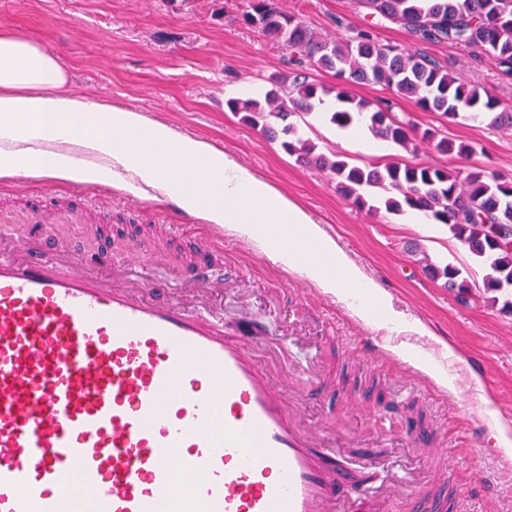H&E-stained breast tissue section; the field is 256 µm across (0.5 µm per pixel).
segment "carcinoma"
Here are the masks:
<instances>
[{"label":"carcinoma","mask_w":512,"mask_h":512,"mask_svg":"<svg viewBox=\"0 0 512 512\" xmlns=\"http://www.w3.org/2000/svg\"><path fill=\"white\" fill-rule=\"evenodd\" d=\"M365 10L366 24L351 29L342 42L322 37L295 15L281 12L274 0H246L241 20L260 28L270 40L298 54L299 66L309 63L332 72L340 80L335 99L343 108L330 113V122L349 127L354 118L367 121L372 134L403 149L414 148L418 139L431 142L441 155L468 158L475 148L464 141L438 136L434 130L419 131L412 114L399 116L391 105L372 108L365 99L352 96L349 84H382L418 108L439 112L455 120L462 111H476L491 118L496 128H512V110L499 109L491 92L442 68L425 55L382 43L375 29L387 23L400 25L423 43H448L486 57L504 76H512V0H356ZM263 98H232L229 111L258 130L266 139L280 142L298 165L326 171L336 180V192L360 210L401 214L405 208H421L474 256L489 264L486 289H512V247L495 243L491 225H499L501 237H512V179L472 168L450 170L390 162L383 167L357 166L316 152L309 140L298 136L289 119L311 113L323 103L330 89L304 73H280L270 78ZM427 272L443 287L460 296L468 293L458 281L459 270L451 265H428Z\"/></svg>","instance_id":"1"}]
</instances>
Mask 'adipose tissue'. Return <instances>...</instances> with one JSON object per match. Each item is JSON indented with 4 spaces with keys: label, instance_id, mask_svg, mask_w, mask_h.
<instances>
[{
    "label": "adipose tissue",
    "instance_id": "ef3b65f1",
    "mask_svg": "<svg viewBox=\"0 0 512 512\" xmlns=\"http://www.w3.org/2000/svg\"><path fill=\"white\" fill-rule=\"evenodd\" d=\"M17 175L153 190L255 241L362 318L371 315L365 298L379 293L298 202L206 140L70 91L56 54L35 37L0 30V179Z\"/></svg>",
    "mask_w": 512,
    "mask_h": 512
}]
</instances>
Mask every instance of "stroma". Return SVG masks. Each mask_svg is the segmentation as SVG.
<instances>
[{
    "label": "stroma",
    "mask_w": 512,
    "mask_h": 512,
    "mask_svg": "<svg viewBox=\"0 0 512 512\" xmlns=\"http://www.w3.org/2000/svg\"><path fill=\"white\" fill-rule=\"evenodd\" d=\"M243 0H0V28L35 35L57 54L69 74L71 91L95 103L141 111L174 130L210 141L261 180L295 199L332 236L351 262L382 291L373 320L359 318L346 301L323 292L273 263L252 241L225 232L224 332L250 340L254 322L269 323L267 337L253 341L259 362L275 357L272 381L284 388L293 375L314 376L304 397L309 428L348 420L351 435L343 453L361 483L371 488L389 476L434 470L422 448L391 447L406 434L403 402L417 400L446 450V465L458 482L465 512H512V455L494 449L501 435L512 437V315L493 306L485 287L487 267L453 237L444 224H406L386 211L358 210L337 194L330 178L299 166L279 143L242 123L225 102L254 96L270 87L273 75L288 71L287 47L244 24ZM278 9L298 15L328 39L345 40L362 25L355 0H275ZM382 42H395L427 55L467 82L494 90L512 107V77L487 60L447 44L417 41L395 24L378 28ZM356 97L389 102L395 113H412L420 128L471 143L476 152L463 160L438 154L418 142L409 152L387 143L383 156H369L331 139L333 124L310 114L299 133L318 152L339 154L356 165L401 162L411 165L487 167L512 178V130L492 127L485 118L449 120L422 112L381 85H355ZM0 179V234L29 231L32 200L48 206L70 202L62 219L48 225L53 244L68 249L75 264L88 251L124 264L131 246L150 252L154 263L132 275L150 289L166 284L179 293L180 256L189 245L156 235L159 224L186 227L207 237L209 226L171 201H154L101 184ZM449 264L471 288L467 298L443 288L426 264ZM397 315L396 330L379 319ZM417 353L451 377L454 389L440 386L405 358ZM383 467L364 469L365 459Z\"/></svg>",
    "instance_id": "1"
}]
</instances>
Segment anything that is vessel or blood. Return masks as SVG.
<instances>
[{"mask_svg":"<svg viewBox=\"0 0 512 512\" xmlns=\"http://www.w3.org/2000/svg\"><path fill=\"white\" fill-rule=\"evenodd\" d=\"M0 246V512H371L321 432L288 409L190 261L192 300L149 296L46 243ZM190 475L186 494L170 489ZM453 476L413 483L421 512H461Z\"/></svg>","mask_w":512,"mask_h":512,"instance_id":"b4317fda","label":"vessel or blood"}]
</instances>
